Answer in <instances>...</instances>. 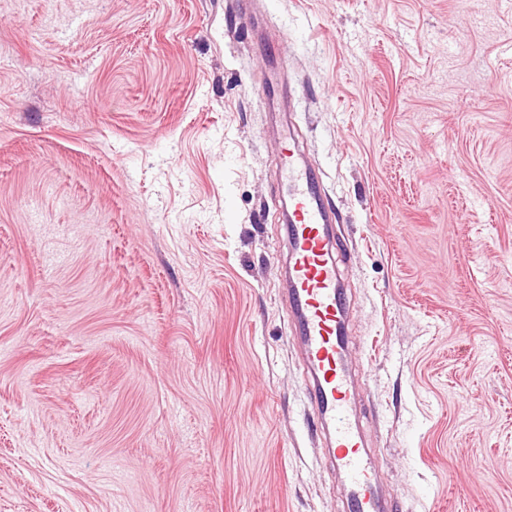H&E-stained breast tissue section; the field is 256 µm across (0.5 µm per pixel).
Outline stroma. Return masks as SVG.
<instances>
[{
    "label": "stroma",
    "instance_id": "stroma-1",
    "mask_svg": "<svg viewBox=\"0 0 512 512\" xmlns=\"http://www.w3.org/2000/svg\"><path fill=\"white\" fill-rule=\"evenodd\" d=\"M279 112L385 490L512 512V0H0V512H344Z\"/></svg>",
    "mask_w": 512,
    "mask_h": 512
}]
</instances>
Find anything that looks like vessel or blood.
I'll list each match as a JSON object with an SVG mask.
<instances>
[{
  "mask_svg": "<svg viewBox=\"0 0 512 512\" xmlns=\"http://www.w3.org/2000/svg\"><path fill=\"white\" fill-rule=\"evenodd\" d=\"M282 140L280 170L291 206L285 261L288 314L303 345L310 399L327 441L328 463L344 482L346 512H396L354 414L347 361L350 305L332 260L336 240L325 192L292 131H285Z\"/></svg>",
  "mask_w": 512,
  "mask_h": 512,
  "instance_id": "b4317fda",
  "label": "vessel or blood"
}]
</instances>
